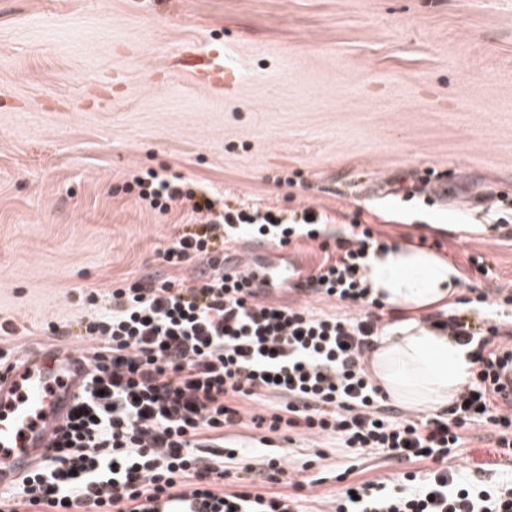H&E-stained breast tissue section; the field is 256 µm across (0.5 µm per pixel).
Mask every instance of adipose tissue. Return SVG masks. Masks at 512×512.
Wrapping results in <instances>:
<instances>
[{"mask_svg": "<svg viewBox=\"0 0 512 512\" xmlns=\"http://www.w3.org/2000/svg\"><path fill=\"white\" fill-rule=\"evenodd\" d=\"M461 278L453 263L424 248L396 243L371 255L366 270L371 296L408 314L387 327L371 355V371L391 399L439 411L468 382L474 365L467 352L414 318L416 312L453 304Z\"/></svg>", "mask_w": 512, "mask_h": 512, "instance_id": "1", "label": "adipose tissue"}]
</instances>
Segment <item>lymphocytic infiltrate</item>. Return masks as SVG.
Instances as JSON below:
<instances>
[{"label": "lymphocytic infiltrate", "instance_id": "obj_1", "mask_svg": "<svg viewBox=\"0 0 512 512\" xmlns=\"http://www.w3.org/2000/svg\"><path fill=\"white\" fill-rule=\"evenodd\" d=\"M134 183L150 207L164 211L185 199L192 213L209 214L202 232L182 233L162 259L171 267L204 260L215 272L191 285L146 276L88 293L94 311L80 327L95 346L86 384L48 452L0 492V512H157L160 500L164 512H299L305 483L289 474L281 450L224 445L225 431L244 422V402L268 395L281 404L255 417V428L297 429L344 448L433 464L358 483L330 512H512V480H477L446 465L477 422L490 424L498 448L512 452V329L495 322L512 306V287L480 295L478 323L457 309L423 316L469 349L475 369L446 413L397 416L367 366L388 323L402 318L369 295L364 269L381 244L371 228L337 238L304 279L311 292L346 305L347 315L287 306L261 298L238 273L217 271L212 234L284 247L325 237V216L221 208L196 195L192 181L177 188L153 173ZM257 474L271 491H256ZM229 476L237 479L232 491L223 488Z\"/></svg>", "mask_w": 512, "mask_h": 512}]
</instances>
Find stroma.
Listing matches in <instances>:
<instances>
[{
  "label": "stroma",
  "mask_w": 512,
  "mask_h": 512,
  "mask_svg": "<svg viewBox=\"0 0 512 512\" xmlns=\"http://www.w3.org/2000/svg\"><path fill=\"white\" fill-rule=\"evenodd\" d=\"M188 45L223 49L231 92L170 70ZM150 171L233 208L314 209L332 235L355 220L425 241L466 289L493 284L471 253L512 282V0H0V322L16 352L53 343L51 324L90 352L80 292L206 271L161 260L196 218L139 199ZM493 435L466 428L449 467L512 471ZM274 444L306 482L302 512L432 467L299 433Z\"/></svg>",
  "instance_id": "obj_1"
}]
</instances>
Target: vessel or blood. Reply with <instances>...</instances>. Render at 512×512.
I'll return each mask as SVG.
<instances>
[{"label":"vessel or blood","mask_w":512,"mask_h":512,"mask_svg":"<svg viewBox=\"0 0 512 512\" xmlns=\"http://www.w3.org/2000/svg\"><path fill=\"white\" fill-rule=\"evenodd\" d=\"M183 71L216 88L224 86V54L182 59ZM224 268L243 272L258 283L276 287L293 282L289 269L239 264L225 257ZM90 372L76 352L58 347L36 349L20 362L0 363V486H9L31 468L37 454L51 447Z\"/></svg>","instance_id":"b4317fda"}]
</instances>
